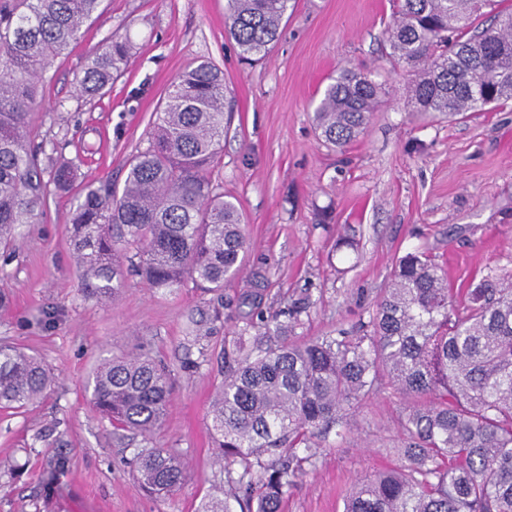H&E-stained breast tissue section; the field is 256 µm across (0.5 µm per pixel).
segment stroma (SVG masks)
<instances>
[{"instance_id":"obj_1","label":"stroma","mask_w":512,"mask_h":512,"mask_svg":"<svg viewBox=\"0 0 512 512\" xmlns=\"http://www.w3.org/2000/svg\"><path fill=\"white\" fill-rule=\"evenodd\" d=\"M225 0H104L83 39L54 60L31 143L59 144L80 162L76 190L123 187L126 160L148 145L159 98L202 58L224 72L232 113L213 170L240 205L249 244L237 278L217 293L149 288L130 279L108 302L84 298L67 235L74 192L51 196L0 259V342L42 358L56 383L36 407L0 411V512H198L223 496L210 434V402L224 379V347L243 324L242 293L264 290L262 307L308 300L296 338L337 328L360 333L396 260L423 251L448 273L457 303L484 271H512V101L449 123L414 112L408 72L388 57L389 0H294L280 41L254 64L225 33ZM129 34L125 75L92 105L73 96L86 55L112 32ZM343 66L371 73L385 103L343 150L315 137L311 115ZM66 109L54 111L57 101ZM145 347L174 378L164 425L151 443L177 449L187 481L161 499L143 495L131 461L137 435L119 436L84 390L102 350ZM408 402L381 388L329 434L314 468L290 490L284 512H343L355 481L399 466L398 418ZM65 470L47 490L52 457Z\"/></svg>"}]
</instances>
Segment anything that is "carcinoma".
Instances as JSON below:
<instances>
[{
    "mask_svg": "<svg viewBox=\"0 0 512 512\" xmlns=\"http://www.w3.org/2000/svg\"><path fill=\"white\" fill-rule=\"evenodd\" d=\"M103 0H0V251L15 250L20 227L37 224L50 196L69 190L79 164H42L31 146L32 114L54 59L84 36ZM493 23H476L482 10ZM290 0H225L226 32L239 57L274 48ZM389 56L415 73L407 88L415 111L450 121L512 98V0H395L387 29ZM133 44L105 38L75 74L85 103L123 76ZM383 84L353 67L330 78L312 121L318 140L341 149L380 110ZM224 72L202 59L170 85L154 113L148 147L128 160L121 191L87 185L68 225L80 288L109 301L133 273L155 289L193 284L219 291L239 274L248 247L237 200L211 168L224 155L230 124ZM458 308L448 276L414 251L396 265L369 331L338 329L294 338L306 307L261 312L262 289L243 303L256 312L225 352L210 428L224 465V497L198 512H281L288 492L315 464L333 426L388 379L406 399L400 417V466L358 481L344 512H512V276L494 270ZM54 377L41 359L0 343V407L35 406ZM86 391L115 430L148 440L161 426L173 391L171 371L141 349L104 357ZM138 487L167 494L187 480L170 448H143L133 460Z\"/></svg>",
    "mask_w": 512,
    "mask_h": 512,
    "instance_id": "obj_1",
    "label": "carcinoma"
}]
</instances>
